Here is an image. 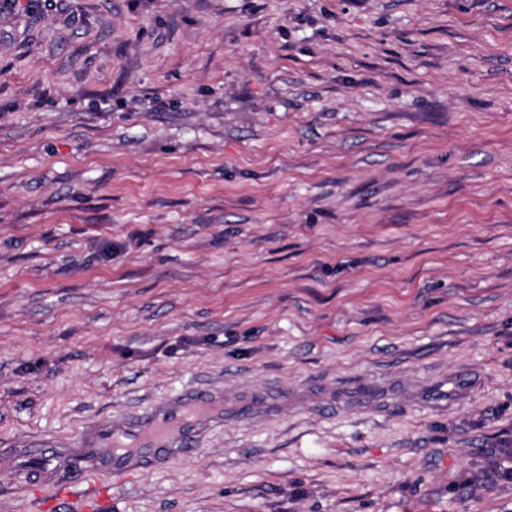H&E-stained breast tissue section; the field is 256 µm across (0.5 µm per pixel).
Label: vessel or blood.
Segmentation results:
<instances>
[{
    "instance_id": "vessel-or-blood-1",
    "label": "vessel or blood",
    "mask_w": 512,
    "mask_h": 512,
    "mask_svg": "<svg viewBox=\"0 0 512 512\" xmlns=\"http://www.w3.org/2000/svg\"><path fill=\"white\" fill-rule=\"evenodd\" d=\"M476 381L467 371L411 387L391 377L346 378L333 386L304 391L267 389L248 396L218 385L193 386L150 402L119 417L99 416L68 438L42 435L19 441L6 458V468L23 476L46 512L70 503L75 512H108L114 476L166 468L191 459L201 442L230 417L270 418L291 408L327 414L388 415L410 403L430 409L445 407L443 389L454 399H467Z\"/></svg>"
}]
</instances>
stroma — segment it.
Listing matches in <instances>:
<instances>
[{
    "label": "stroma",
    "mask_w": 512,
    "mask_h": 512,
    "mask_svg": "<svg viewBox=\"0 0 512 512\" xmlns=\"http://www.w3.org/2000/svg\"><path fill=\"white\" fill-rule=\"evenodd\" d=\"M468 368L291 411L112 512H512V0H51L0 13V460L182 388ZM488 469L496 481L512 483V448H501L488 462Z\"/></svg>",
    "instance_id": "obj_1"
}]
</instances>
